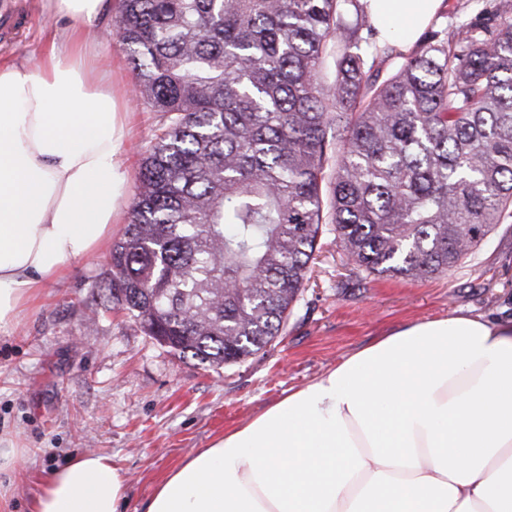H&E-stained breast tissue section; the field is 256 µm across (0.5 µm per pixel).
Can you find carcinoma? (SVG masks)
<instances>
[{
  "instance_id": "cac0c4a2",
  "label": "carcinoma",
  "mask_w": 512,
  "mask_h": 512,
  "mask_svg": "<svg viewBox=\"0 0 512 512\" xmlns=\"http://www.w3.org/2000/svg\"><path fill=\"white\" fill-rule=\"evenodd\" d=\"M161 114L105 310L219 369L280 336L321 236L370 275L448 271L512 217V13L395 52L362 0H120Z\"/></svg>"
}]
</instances>
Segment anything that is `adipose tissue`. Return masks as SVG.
I'll return each mask as SVG.
<instances>
[{"label": "adipose tissue", "instance_id": "1", "mask_svg": "<svg viewBox=\"0 0 512 512\" xmlns=\"http://www.w3.org/2000/svg\"><path fill=\"white\" fill-rule=\"evenodd\" d=\"M71 22L36 64L0 62V326L112 232L124 105L86 38L108 0H47ZM441 0H368L418 34ZM111 458L55 470L32 512H123ZM146 512H512V324H412L198 450Z\"/></svg>", "mask_w": 512, "mask_h": 512}]
</instances>
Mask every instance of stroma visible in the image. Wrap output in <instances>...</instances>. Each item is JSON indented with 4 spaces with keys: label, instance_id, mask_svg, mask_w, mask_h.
I'll list each match as a JSON object with an SVG mask.
<instances>
[{
    "label": "stroma",
    "instance_id": "1",
    "mask_svg": "<svg viewBox=\"0 0 512 512\" xmlns=\"http://www.w3.org/2000/svg\"><path fill=\"white\" fill-rule=\"evenodd\" d=\"M504 4L443 0L432 25L452 30ZM17 8V24L0 26V60L32 64L68 22L52 16L44 0H17ZM117 14L113 2L93 29L112 89L129 103L116 242L159 121L130 101L134 75L113 36ZM111 277L109 251L71 263L66 278L44 288L39 309L0 329V448L24 451L14 466L20 480L10 492L11 512H31L51 472L92 452L110 456L124 473L125 512H146L161 479L192 453L351 353L424 320L462 314L511 321L512 219L447 273L419 281L362 272L332 237L322 238L281 335L217 370L161 346L125 313L103 314L99 289Z\"/></svg>",
    "mask_w": 512,
    "mask_h": 512
}]
</instances>
